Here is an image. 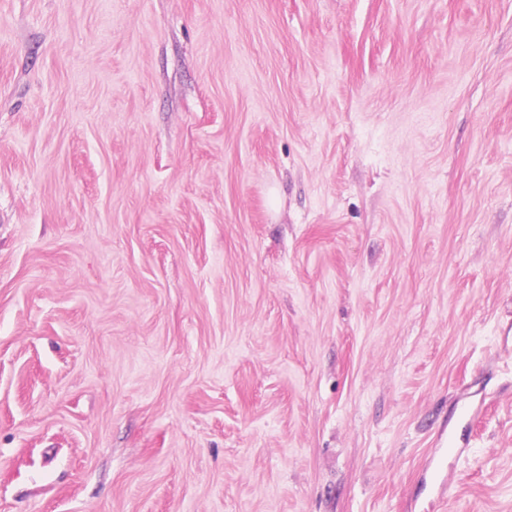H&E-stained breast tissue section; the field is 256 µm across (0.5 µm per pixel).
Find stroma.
Returning a JSON list of instances; mask_svg holds the SVG:
<instances>
[{"label":"stroma","instance_id":"35a3bbf8","mask_svg":"<svg viewBox=\"0 0 512 512\" xmlns=\"http://www.w3.org/2000/svg\"><path fill=\"white\" fill-rule=\"evenodd\" d=\"M0 512H512V0H0Z\"/></svg>","mask_w":512,"mask_h":512}]
</instances>
